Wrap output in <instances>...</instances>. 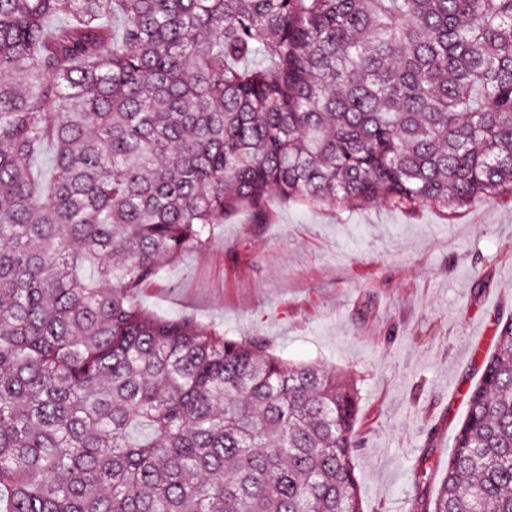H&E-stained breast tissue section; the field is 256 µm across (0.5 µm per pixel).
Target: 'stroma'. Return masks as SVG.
<instances>
[{"label": "stroma", "instance_id": "1", "mask_svg": "<svg viewBox=\"0 0 512 512\" xmlns=\"http://www.w3.org/2000/svg\"><path fill=\"white\" fill-rule=\"evenodd\" d=\"M271 209L269 224L242 213L215 225L206 248L168 265L139 301L349 375L363 512H418L480 377L474 330L512 317V205L479 203L452 219L383 201L353 213L276 199Z\"/></svg>", "mask_w": 512, "mask_h": 512}]
</instances>
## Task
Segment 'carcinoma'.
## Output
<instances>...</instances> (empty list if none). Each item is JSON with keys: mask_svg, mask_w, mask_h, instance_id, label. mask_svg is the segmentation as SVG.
Segmentation results:
<instances>
[{"mask_svg": "<svg viewBox=\"0 0 512 512\" xmlns=\"http://www.w3.org/2000/svg\"><path fill=\"white\" fill-rule=\"evenodd\" d=\"M272 194L511 203L512 0H0V512H363L351 378L138 300ZM425 512H512V318Z\"/></svg>", "mask_w": 512, "mask_h": 512, "instance_id": "1", "label": "carcinoma"}]
</instances>
